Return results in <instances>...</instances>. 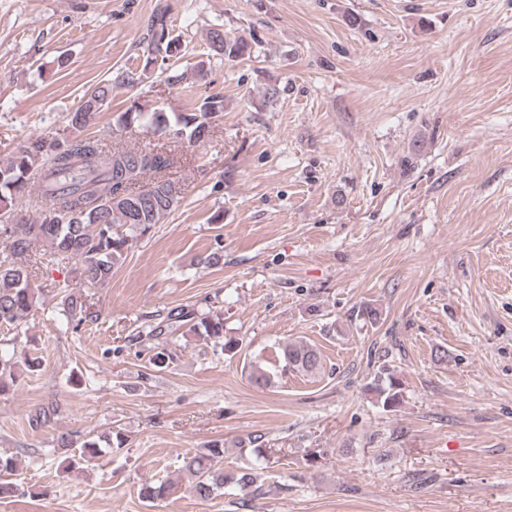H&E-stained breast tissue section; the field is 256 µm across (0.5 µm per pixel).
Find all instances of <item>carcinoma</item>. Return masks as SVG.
Segmentation results:
<instances>
[{"label":"carcinoma","instance_id":"obj_1","mask_svg":"<svg viewBox=\"0 0 512 512\" xmlns=\"http://www.w3.org/2000/svg\"><path fill=\"white\" fill-rule=\"evenodd\" d=\"M166 12L157 11L151 21V45L166 54L177 45ZM211 49L229 58L248 59L251 44L242 37L228 38L224 32H210ZM112 95V85L99 83L87 91L79 107L69 113V126L80 133L90 126ZM224 112L221 100L207 97L189 112H168L158 105L144 110L138 102L119 112L114 125L127 130L144 127L156 134H174V139L197 146L209 138L218 117ZM173 166V159L159 150L124 148L105 150L92 138L75 136L69 141L46 137L28 139L7 160L0 163V239L10 255L30 254L46 245L57 260L74 261L76 284L81 288H101L109 283L115 267L121 263L133 242L150 234L179 204L181 196L173 194V182L162 172ZM41 171L42 196L46 207L39 218L22 224L9 223L8 204L30 193L34 169ZM153 179L144 191H135L127 181ZM34 269L8 258L0 260V328L18 329L36 306L37 296L31 280ZM62 307L73 331L92 320L82 294L65 284L60 287ZM213 342L226 355L238 352L239 342L224 337V313H200L189 306L170 309L163 321L152 327L151 337H174L183 327ZM279 359L288 371L316 374L323 368L319 349L303 340L289 341L279 347ZM39 357L27 348L0 349V396L10 393L18 382L19 372L41 370ZM370 392L386 411L399 407L403 400L402 382L388 367L382 368L370 383ZM128 437L115 425L102 438H86L80 445V458L94 464L104 449L123 448ZM17 460L0 456V499L15 495L18 485L11 480ZM182 470L191 478V490L207 499L218 489L235 486L254 492L256 474L250 467H224V442L212 441L183 456ZM174 484L146 485L140 495L149 502L169 497Z\"/></svg>","mask_w":512,"mask_h":512}]
</instances>
